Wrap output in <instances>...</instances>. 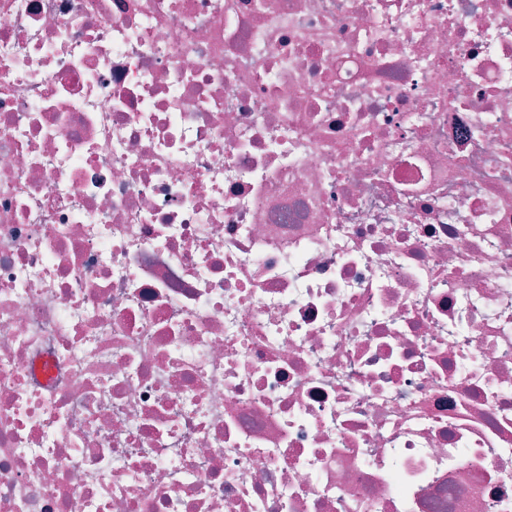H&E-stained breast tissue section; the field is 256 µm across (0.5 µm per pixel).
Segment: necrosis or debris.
Instances as JSON below:
<instances>
[{
    "label": "necrosis or debris",
    "mask_w": 512,
    "mask_h": 512,
    "mask_svg": "<svg viewBox=\"0 0 512 512\" xmlns=\"http://www.w3.org/2000/svg\"><path fill=\"white\" fill-rule=\"evenodd\" d=\"M0 512H512V0H0Z\"/></svg>",
    "instance_id": "4bbe7bcc"
}]
</instances>
